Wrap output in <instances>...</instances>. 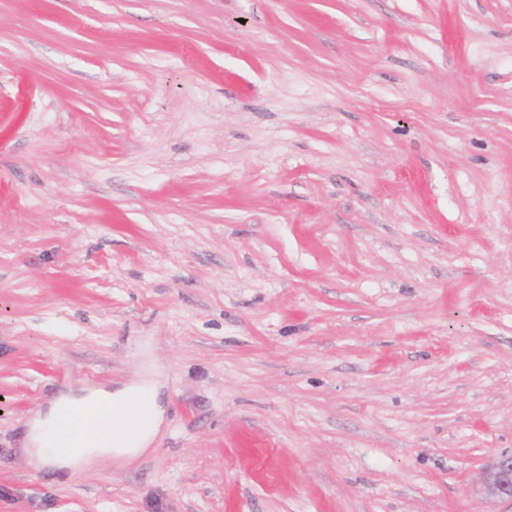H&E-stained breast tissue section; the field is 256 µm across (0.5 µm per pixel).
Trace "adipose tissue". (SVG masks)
Here are the masks:
<instances>
[{"label": "adipose tissue", "mask_w": 512, "mask_h": 512, "mask_svg": "<svg viewBox=\"0 0 512 512\" xmlns=\"http://www.w3.org/2000/svg\"><path fill=\"white\" fill-rule=\"evenodd\" d=\"M146 409L148 418L135 433L115 435L112 408ZM162 425L155 386L116 389L87 387L60 394L27 424L25 448L32 465L75 469L88 464L110 467L113 460L144 452Z\"/></svg>", "instance_id": "obj_1"}]
</instances>
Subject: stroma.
<instances>
[{
    "label": "stroma",
    "instance_id": "35a3bbf8",
    "mask_svg": "<svg viewBox=\"0 0 512 512\" xmlns=\"http://www.w3.org/2000/svg\"><path fill=\"white\" fill-rule=\"evenodd\" d=\"M160 383L133 462L60 391ZM512 0H0V512H512ZM125 405L112 411V405ZM148 419L135 433L122 434L114 439L113 422L118 420L128 431L145 418ZM131 409V410H130ZM70 411L72 416L64 418ZM87 415L102 423V430L91 429L86 436L74 434L68 420ZM162 425V409L158 403L155 382L150 386L125 385L116 388L87 387L62 393L43 411L36 413L27 423L25 448L35 467L51 465L75 469L88 464L100 468L112 465V459L130 460L144 452L158 434ZM133 447V448H130ZM51 450V451H50ZM485 489L492 497L512 501V450L502 451L488 462Z\"/></svg>",
    "mask_w": 512,
    "mask_h": 512
}]
</instances>
